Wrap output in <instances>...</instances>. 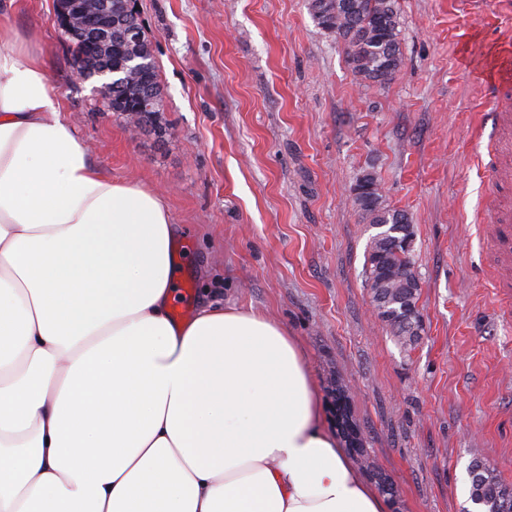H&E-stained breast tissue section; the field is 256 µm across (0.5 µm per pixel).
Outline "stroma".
<instances>
[{
	"instance_id": "stroma-1",
	"label": "stroma",
	"mask_w": 512,
	"mask_h": 512,
	"mask_svg": "<svg viewBox=\"0 0 512 512\" xmlns=\"http://www.w3.org/2000/svg\"><path fill=\"white\" fill-rule=\"evenodd\" d=\"M403 66L355 76L308 0H138L165 92L166 130L132 134L73 78L53 0L11 23L45 63L95 166L167 199L175 301L286 323L327 429L346 404L361 452L391 481L388 512H464L481 458L512 486V308L495 303L492 236L512 225V120L492 121L484 63L507 54L501 0H396ZM378 178L414 228L423 332L402 349L372 311V233L353 189Z\"/></svg>"
}]
</instances>
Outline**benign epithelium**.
<instances>
[{
    "label": "benign epithelium",
    "instance_id": "7a95c632",
    "mask_svg": "<svg viewBox=\"0 0 512 512\" xmlns=\"http://www.w3.org/2000/svg\"><path fill=\"white\" fill-rule=\"evenodd\" d=\"M129 20L130 28L123 43L115 49L124 58L125 65H113L112 26L119 20ZM57 26L77 39L83 46L81 62L75 65L73 77L79 81L103 78L95 87L107 109H112V78L127 73L145 78L141 70L144 52L141 43L145 34L140 22L136 0H55ZM339 425L349 445L359 444V429L345 412L340 413Z\"/></svg>",
    "mask_w": 512,
    "mask_h": 512
}]
</instances>
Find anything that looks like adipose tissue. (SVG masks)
Returning a JSON list of instances; mask_svg holds the SVG:
<instances>
[{
	"mask_svg": "<svg viewBox=\"0 0 512 512\" xmlns=\"http://www.w3.org/2000/svg\"><path fill=\"white\" fill-rule=\"evenodd\" d=\"M176 237L1 19L0 512H387L285 324L172 317Z\"/></svg>",
	"mask_w": 512,
	"mask_h": 512,
	"instance_id": "obj_1",
	"label": "adipose tissue"
}]
</instances>
